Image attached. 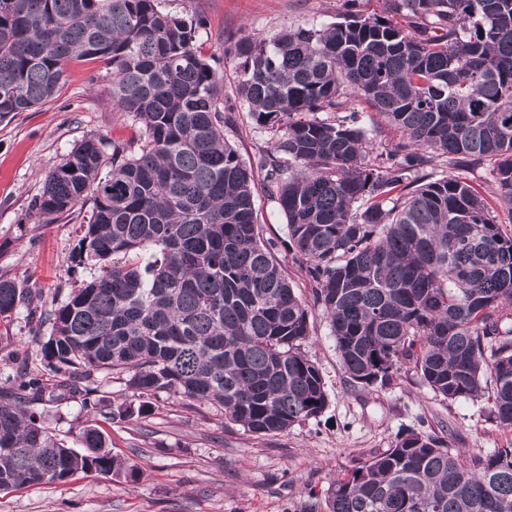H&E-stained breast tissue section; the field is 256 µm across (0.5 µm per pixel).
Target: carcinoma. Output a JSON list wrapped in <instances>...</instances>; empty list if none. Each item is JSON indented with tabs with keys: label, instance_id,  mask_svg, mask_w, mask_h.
Wrapping results in <instances>:
<instances>
[{
	"label": "carcinoma",
	"instance_id": "obj_1",
	"mask_svg": "<svg viewBox=\"0 0 512 512\" xmlns=\"http://www.w3.org/2000/svg\"><path fill=\"white\" fill-rule=\"evenodd\" d=\"M382 15L230 35L236 95L275 132L258 159L315 284L345 373L385 385L410 366L450 401L491 379L494 419L512 427V0H387ZM201 20L162 0H0V118L55 98L73 59L112 69V106L140 126L132 143L83 140L32 206L45 224L86 199L73 248L96 270L66 301L30 312L51 326L37 373L0 386V491L77 473L128 485L140 467L96 424L81 449L36 406L79 399L138 420L172 392L218 405L260 436L318 417L323 377L302 351L309 310L263 237L254 176L224 137L237 105L198 43ZM366 103L400 133L367 152L339 115ZM491 165L482 193L446 165ZM20 294L0 280V316ZM131 397L97 398L99 375ZM328 512H512V448L450 451L411 432L332 481Z\"/></svg>",
	"mask_w": 512,
	"mask_h": 512
}]
</instances>
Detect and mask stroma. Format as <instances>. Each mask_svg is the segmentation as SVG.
Masks as SVG:
<instances>
[{
    "mask_svg": "<svg viewBox=\"0 0 512 512\" xmlns=\"http://www.w3.org/2000/svg\"><path fill=\"white\" fill-rule=\"evenodd\" d=\"M167 11L201 15L199 41L205 54L221 57L224 88L232 90L237 61L224 56L231 34H273L291 25L339 21L345 0H164ZM92 135L128 141L138 127L112 107V71L104 63L72 61L52 101L0 119V280L14 283L23 300L10 317H0V377L18 367L36 369L49 327L28 312L65 301L89 271L71 259L91 211L83 203L41 223L31 211L49 169ZM225 138L249 164L271 137L248 112H237ZM255 175V207L263 236L275 242V256L310 311L305 353L324 378L327 406L319 417L274 436H258L211 405H188L168 394L135 422L102 420L75 400L46 407L44 419L59 439L78 447L80 428L101 422L114 454L140 466L137 485L97 472L63 483L0 492V512H302L322 501L328 485L348 470L393 446L410 432L446 440L450 449L512 448V428L491 420L486 396L450 401L435 395L411 367L390 384L363 386L344 372L330 327L313 304V283L285 244L286 219Z\"/></svg>",
    "mask_w": 512,
    "mask_h": 512,
    "instance_id": "1",
    "label": "stroma"
}]
</instances>
